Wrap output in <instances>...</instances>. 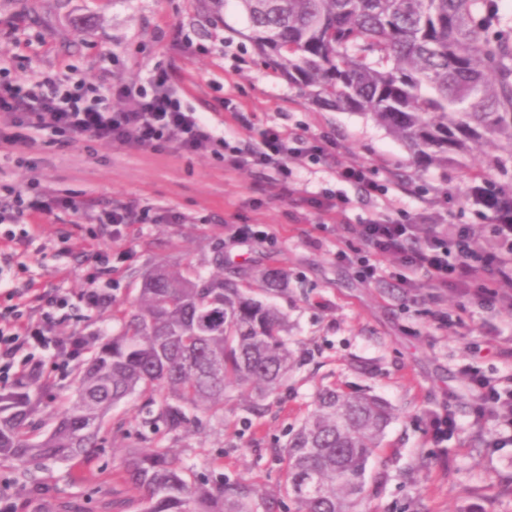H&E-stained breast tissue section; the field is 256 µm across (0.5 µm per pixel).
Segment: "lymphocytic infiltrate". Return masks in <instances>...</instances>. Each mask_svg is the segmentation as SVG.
I'll use <instances>...</instances> for the list:
<instances>
[{
  "label": "lymphocytic infiltrate",
  "mask_w": 512,
  "mask_h": 512,
  "mask_svg": "<svg viewBox=\"0 0 512 512\" xmlns=\"http://www.w3.org/2000/svg\"><path fill=\"white\" fill-rule=\"evenodd\" d=\"M116 99L121 100V107H113ZM0 115L8 118L10 126L9 131L0 130V144L26 149L33 148L43 133L86 137L132 150H155L168 144L184 154L217 155L226 146L205 113L185 100L164 68L154 69L146 84L116 83L107 94L81 81H0ZM321 151V146L299 134L266 129L256 146L246 150L242 163L277 170L289 154L316 156ZM46 209L39 197H28L22 188L11 189L9 202L0 203L1 264L12 267L14 258L24 256L31 241L24 219ZM148 216L147 210L128 207L88 212L100 236L111 240L120 238L127 225L143 223ZM352 232L371 255L395 260L401 283L421 275L435 289L451 288L512 313L511 224L493 225L492 243L483 247L475 245L464 224L424 234L419 225L378 216L355 225ZM6 298L7 305L0 308V374L12 384L40 382L47 362L64 367L85 359L89 352L85 336L74 332L61 339L53 333L52 312L68 307L67 294L50 297L12 288ZM33 301L46 303L49 309L41 320L27 313ZM468 380L477 416L494 418L497 423L495 444L512 443V388L500 387L498 381L476 372L469 373Z\"/></svg>",
  "instance_id": "lymphocytic-infiltrate-1"
}]
</instances>
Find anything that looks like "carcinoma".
Returning <instances> with one entry per match:
<instances>
[{"label":"carcinoma","instance_id":"obj_1","mask_svg":"<svg viewBox=\"0 0 512 512\" xmlns=\"http://www.w3.org/2000/svg\"><path fill=\"white\" fill-rule=\"evenodd\" d=\"M247 36L314 104L367 116L418 168L468 175L465 197L512 225V18L495 0H237ZM483 154L479 167L471 165ZM284 318L240 281L160 264L146 275L124 329L99 346L76 396L38 439L24 392L0 397V458L88 459L108 412L140 397L150 425L173 434L203 412L224 423L230 387L276 393L295 365ZM395 410L367 393L325 390L288 441L284 495L297 512H355L368 459ZM124 480L142 512H271L245 481L210 488L156 442L129 454Z\"/></svg>","mask_w":512,"mask_h":512}]
</instances>
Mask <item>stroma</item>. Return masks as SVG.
<instances>
[{
  "mask_svg": "<svg viewBox=\"0 0 512 512\" xmlns=\"http://www.w3.org/2000/svg\"><path fill=\"white\" fill-rule=\"evenodd\" d=\"M11 76L84 80L100 88L142 82L167 68L188 102L207 113L233 148H247L266 127L321 142L320 162L292 158L286 172L258 173L212 154L184 155L174 147L133 151L89 140L46 136L21 152L0 145V200L13 187L46 197L136 205L160 214L153 224L127 225L111 243L112 303L86 311L75 305L56 327L78 331L99 347L122 328L120 313L137 297L143 277L166 264L204 274L247 270L251 297L271 303L286 319L296 366L287 383L264 397V412H247L248 396L229 388L224 422L208 419L178 436L156 440L194 463L200 480L253 484L275 512H295L280 493L285 448L314 408L319 392L341 388L382 398L396 411L381 448L369 458L356 512H512V445L490 447L492 420L477 421L468 373L498 381L512 376V359L487 347L512 346V314L440 292L425 278L401 284L392 260L378 277L358 275L366 253L353 224L386 213L412 224H467L488 234L492 214L466 201L464 171L416 169L403 143L373 120L309 101L274 69L246 36L234 3L213 0H0V52ZM248 124L233 120V112ZM360 163L384 183L383 197L367 196L341 181L338 165ZM292 196L276 195L274 182ZM34 243L23 268L6 285L27 284L76 296L86 286L102 240L80 211L29 217ZM256 236L234 237L237 227ZM350 245L352 262L335 258ZM283 273L284 287L269 290L265 276ZM79 367L52 372L30 385L39 398L35 417L49 430L71 399ZM148 408L130 398L108 416L111 432L87 460L42 464L0 461V489L26 502V512H138L139 494L122 479L121 463L146 448L141 422ZM452 414L456 429L434 443L432 420ZM121 432H114V425ZM27 471L19 482V471Z\"/></svg>",
  "mask_w": 512,
  "mask_h": 512,
  "instance_id": "1",
  "label": "stroma"
}]
</instances>
